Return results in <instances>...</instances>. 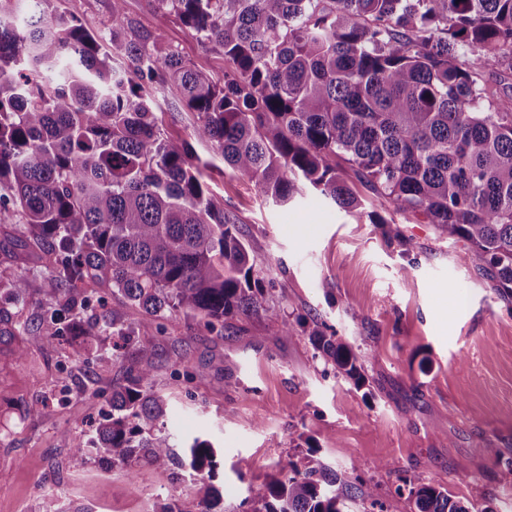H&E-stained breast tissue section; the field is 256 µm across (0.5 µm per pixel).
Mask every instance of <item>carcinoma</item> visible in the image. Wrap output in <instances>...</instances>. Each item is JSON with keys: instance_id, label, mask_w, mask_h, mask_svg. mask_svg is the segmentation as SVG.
I'll use <instances>...</instances> for the list:
<instances>
[{"instance_id": "1", "label": "carcinoma", "mask_w": 512, "mask_h": 512, "mask_svg": "<svg viewBox=\"0 0 512 512\" xmlns=\"http://www.w3.org/2000/svg\"><path fill=\"white\" fill-rule=\"evenodd\" d=\"M51 2L0 0V224L29 227L55 255L44 288L68 309L102 303L106 286L210 331L241 316L295 331L211 196L205 163L158 128L155 106L172 89L196 138L265 198L287 204L313 189L403 243L397 225L367 210L356 183L368 185L464 242L459 260L512 298V0H155L224 56L222 85L161 28L127 15L126 0H112L106 35ZM0 288L19 302L28 282L11 272ZM109 331L112 356L91 355ZM63 336L89 369L126 364L112 411L74 454L91 451L130 477L141 461H173L199 485L177 512H216L215 446L194 436L176 450L152 367L140 362L150 348L132 325L92 313L65 330L54 310L31 342ZM309 339L337 374L367 386L360 349L318 326ZM350 489L311 451L252 489L249 512H345ZM409 495L417 512H471L432 482Z\"/></svg>"}]
</instances>
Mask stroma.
Instances as JSON below:
<instances>
[{"instance_id":"obj_1","label":"stroma","mask_w":512,"mask_h":512,"mask_svg":"<svg viewBox=\"0 0 512 512\" xmlns=\"http://www.w3.org/2000/svg\"><path fill=\"white\" fill-rule=\"evenodd\" d=\"M52 6L93 32L112 24L111 0ZM126 10L161 27L186 62L223 82V55L204 48L175 17L157 13L153 0H126ZM155 116L167 136L190 142L208 161L203 174L214 200L247 241L271 305L297 329L278 336L251 318L210 331L184 315L161 322L120 294L105 296V314L132 324L152 350L148 362L175 439L204 435L219 447L213 484L222 507L237 512L249 487L310 444L346 483L376 484L373 499H348V512H415L413 500L395 491L401 476L436 481L474 512H512V298L460 262L462 243L393 205L381 213L399 226L400 243L315 192L272 204L196 141L194 116L176 92ZM27 235L26 226H0V247L15 254L9 270L29 283L23 303L0 300L17 325L0 335V512H41L43 495L55 489L64 512L190 505L197 488L174 483L171 464H143L130 477L73 453L74 439L89 435L108 409L124 370L115 364L89 373L64 342L29 348L24 330L48 305V260L24 248ZM318 324L364 352L369 395L315 359L308 333ZM182 357L195 369L192 378L174 375ZM35 400L41 413L27 414L23 402ZM493 448L499 457L490 456ZM242 458L250 467L240 474L234 465Z\"/></svg>"}]
</instances>
